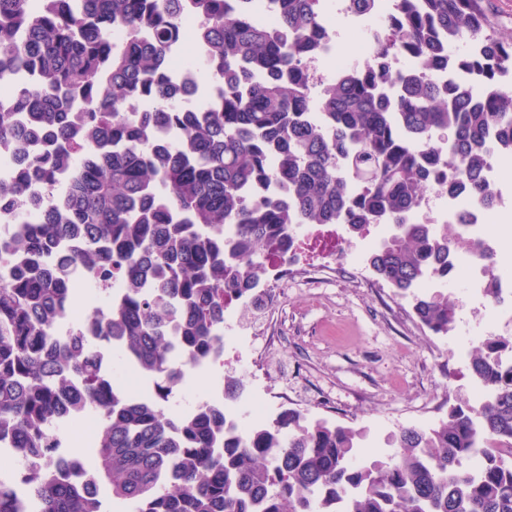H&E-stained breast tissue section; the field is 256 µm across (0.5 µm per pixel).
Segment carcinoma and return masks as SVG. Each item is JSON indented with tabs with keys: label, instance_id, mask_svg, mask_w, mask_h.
Masks as SVG:
<instances>
[{
	"label": "carcinoma",
	"instance_id": "obj_1",
	"mask_svg": "<svg viewBox=\"0 0 512 512\" xmlns=\"http://www.w3.org/2000/svg\"><path fill=\"white\" fill-rule=\"evenodd\" d=\"M270 2L275 27L228 0H0V142L20 157L0 181V216L13 218L0 239V442L26 460V495L0 479V512H105L71 471L43 464L65 408L100 420L91 455L74 457L125 512H512V337L470 353L482 401L400 428L383 461L358 459L365 431L297 409L234 440L212 409L165 408L184 369L223 349L224 303L267 260L297 261L296 226H389L366 262L405 294L448 280L471 249L460 225L413 220L424 194L487 196L486 162L512 158V36L485 0H396L374 63L316 97L304 60L321 49L322 0ZM188 4L190 87L167 67ZM472 40L482 53H452ZM395 51L419 73L391 71ZM450 65L489 92L437 82ZM35 183L45 204L32 224ZM83 272L125 284L105 313L89 310L93 341L59 330ZM412 308L435 335L456 322L446 294ZM115 356L153 390L125 391Z\"/></svg>",
	"mask_w": 512,
	"mask_h": 512
}]
</instances>
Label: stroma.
<instances>
[{
	"label": "stroma",
	"mask_w": 512,
	"mask_h": 512,
	"mask_svg": "<svg viewBox=\"0 0 512 512\" xmlns=\"http://www.w3.org/2000/svg\"><path fill=\"white\" fill-rule=\"evenodd\" d=\"M386 232L380 226L346 237L335 273L289 276L278 285V303L261 316L248 307L244 322L250 328L263 321L279 338L253 399L265 401L272 417L289 406L365 429L367 459L382 458L399 428L434 424L449 401L473 399L470 351L483 337L512 336V319L501 318L485 297H467L452 282L436 280L432 290L458 304V321L445 336L423 328L411 298L361 263Z\"/></svg>",
	"instance_id": "stroma-1"
}]
</instances>
